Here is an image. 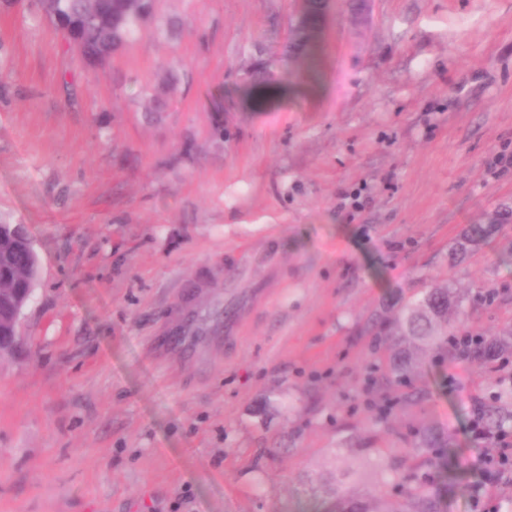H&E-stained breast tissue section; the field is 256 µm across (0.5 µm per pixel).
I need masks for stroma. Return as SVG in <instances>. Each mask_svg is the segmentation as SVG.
Segmentation results:
<instances>
[{"label": "stroma", "mask_w": 512, "mask_h": 512, "mask_svg": "<svg viewBox=\"0 0 512 512\" xmlns=\"http://www.w3.org/2000/svg\"><path fill=\"white\" fill-rule=\"evenodd\" d=\"M154 8L177 28L102 66L31 0L0 8V218L40 259L0 359V512H324L309 475L367 484L358 446L423 468V425L444 512H512L473 415L512 350L399 383L366 328L449 282L459 332L512 339V223L452 255L512 208V0H328L290 57L299 0ZM503 224H470L468 225L454 249L456 261H464L483 241L496 235ZM414 449L425 455L431 449L434 448H447L448 439L447 437L439 432L437 429L432 427H421L416 433V442Z\"/></svg>", "instance_id": "35a3bbf8"}]
</instances>
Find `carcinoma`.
Instances as JSON below:
<instances>
[{
  "mask_svg": "<svg viewBox=\"0 0 512 512\" xmlns=\"http://www.w3.org/2000/svg\"><path fill=\"white\" fill-rule=\"evenodd\" d=\"M154 0H39L48 19L65 31L70 39L69 52L77 54L89 65L107 62L138 30L139 23L153 12ZM324 0H310L306 18L296 29V39L306 38L320 22ZM501 224L468 225L454 249L456 261H464L483 241L496 235ZM39 274L38 254L11 231V225L0 222V328L13 323L16 310L27 304L25 290L35 284ZM463 313V299L451 284H435L408 301L397 303L392 316L375 315L370 328L391 342L388 369L391 377L404 381L414 369V352L438 355L443 350V336L448 332V316ZM494 351L484 337L466 349L477 359L487 360ZM483 428L496 433L512 425V405L504 392L499 400L482 411ZM448 446L447 437L432 427H421L416 433L415 450L424 454L434 448ZM378 485H403L400 512H441L435 480L407 473L400 457H378L375 460ZM315 493L333 498L330 512H390L381 495L355 486L347 487L339 476L320 475L309 479Z\"/></svg>",
  "mask_w": 512,
  "mask_h": 512,
  "instance_id": "cac0c4a2",
  "label": "carcinoma"
}]
</instances>
